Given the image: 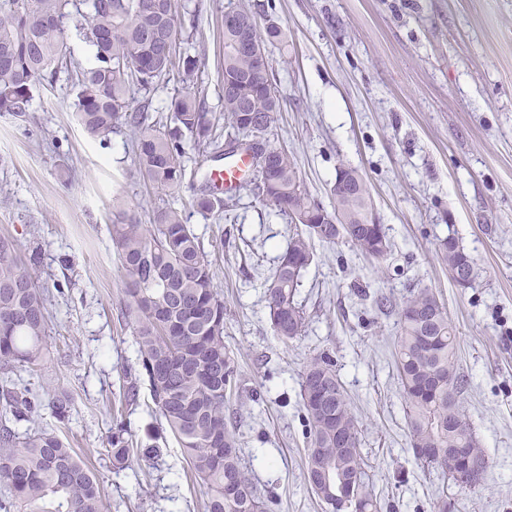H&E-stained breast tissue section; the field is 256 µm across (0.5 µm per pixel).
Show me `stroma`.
Returning <instances> with one entry per match:
<instances>
[{
  "label": "stroma",
  "instance_id": "obj_1",
  "mask_svg": "<svg viewBox=\"0 0 512 512\" xmlns=\"http://www.w3.org/2000/svg\"><path fill=\"white\" fill-rule=\"evenodd\" d=\"M180 2L199 15L194 80L158 82L135 103L161 112L190 90L223 112L224 13L244 3L263 10L285 33L267 49L279 100L270 142L288 146L327 208L337 166L359 168L393 244L377 263L347 243L315 242L299 294L308 327L285 343L270 326L264 279L286 248V219L243 190L225 193L223 210L191 213L223 291L224 341L241 372L230 409L252 482L275 486L273 512H326L304 478L300 395L304 365L326 351L360 422L381 512H433L442 493L454 512H512V0ZM128 142L124 132L104 143L84 131L67 78L38 87L27 121L0 117V235L21 254L40 250L34 276L53 300L48 342L65 352L43 373L71 393L77 413L64 426L43 414L42 426L89 462L119 512H203L205 489L173 436L159 440L153 468L114 472L104 451L133 357L110 235L116 205L144 217L164 203L183 208L199 191L146 186ZM451 234L477 262L473 287L455 286L440 257ZM418 288L439 296L459 332L463 407L489 456L472 490L421 468L409 447L393 356L398 315L377 300Z\"/></svg>",
  "mask_w": 512,
  "mask_h": 512
}]
</instances>
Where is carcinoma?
Returning a JSON list of instances; mask_svg holds the SVG:
<instances>
[{"instance_id": "carcinoma-1", "label": "carcinoma", "mask_w": 512, "mask_h": 512, "mask_svg": "<svg viewBox=\"0 0 512 512\" xmlns=\"http://www.w3.org/2000/svg\"><path fill=\"white\" fill-rule=\"evenodd\" d=\"M153 0H0V116L26 120L36 86L51 85L60 73L74 71L78 122L93 137L123 128L131 132L136 174L152 188L172 191L187 174L184 139L198 147V165L244 154L239 139L259 140L266 164L238 184L252 187L256 199L290 224L287 248L265 281L271 328L287 343L305 334L308 316L297 299L301 272L314 260L311 243L341 239L362 255L384 261L391 242L376 223L365 174L341 163L337 188L326 209L307 189L288 148L270 144L267 135L279 109L272 66L258 70L254 58L238 49V36L251 32L263 44L280 41L282 31L251 7L235 9L237 24L224 27V124L216 122L197 94L173 97L165 118L145 107L133 108L135 90L177 72L188 83L196 57L184 45L186 29L177 24L176 0H162L168 20L152 9ZM76 14L88 26L96 64L81 68L64 60L63 19ZM175 36L171 52H161L151 32L163 28ZM201 213L224 207L210 184L191 201ZM151 223L117 211L112 246L125 277L122 314L133 329L135 362L124 371L119 400L139 403L149 391L160 429L183 448L187 465L205 484L204 512H271L272 493L253 485L243 466L237 428L227 417L240 371L224 343L225 308L212 260L183 210L152 209ZM438 249L450 279L459 270L478 273L474 259L453 235ZM40 254L23 258L15 241L0 236V512H109L110 504L93 470L75 449L39 426L47 409L59 423L70 421L74 401L64 388L41 373L55 353L48 345L50 295L31 269ZM395 365L415 461L436 468L461 489L468 474L456 475L448 456L465 449L469 462L488 465L485 449L473 434L463 406L469 380L460 371L456 327L444 303L427 288L410 291L398 305ZM62 355V352L55 353ZM305 428V479L325 505L349 498L357 512L381 508L360 448V424L338 378L333 357L321 352L307 361L301 375ZM112 469L133 460L150 463L158 449L133 444L130 422L112 420L107 439Z\"/></svg>"}]
</instances>
